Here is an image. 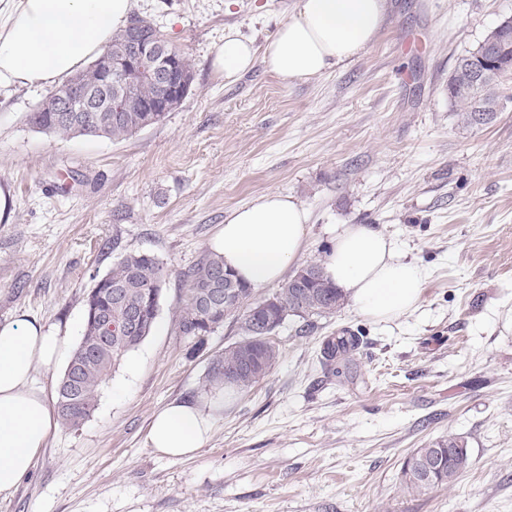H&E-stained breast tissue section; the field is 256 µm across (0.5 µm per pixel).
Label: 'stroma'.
Returning a JSON list of instances; mask_svg holds the SVG:
<instances>
[{
	"label": "stroma",
	"mask_w": 512,
	"mask_h": 512,
	"mask_svg": "<svg viewBox=\"0 0 512 512\" xmlns=\"http://www.w3.org/2000/svg\"><path fill=\"white\" fill-rule=\"evenodd\" d=\"M297 0H134L192 61L190 93L129 139L67 138L28 121L46 87H0V324L38 319L65 338L37 366L54 391L83 328L93 275L129 251L169 277L155 330L99 394L79 429L57 427L0 512H512V78L489 125L458 124L456 60L512 0H388L359 57L283 80L262 66L233 78L212 61L225 37L263 47ZM308 212L300 263L322 258L336 224H367L428 269L417 309L374 322L346 305L275 341L281 357L214 410L193 456L151 448L155 412L203 397L226 320L199 354L175 330L181 272L210 250L233 208L268 192ZM355 336L341 376L324 341ZM472 464L423 495L401 486L417 448L447 434Z\"/></svg>",
	"instance_id": "1"
}]
</instances>
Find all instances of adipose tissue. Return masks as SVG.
<instances>
[{
	"mask_svg": "<svg viewBox=\"0 0 512 512\" xmlns=\"http://www.w3.org/2000/svg\"><path fill=\"white\" fill-rule=\"evenodd\" d=\"M133 0H0V86L53 85L97 57L127 25ZM384 0H299L263 50L229 37L214 67L231 78L262 65L282 79L311 78L357 57L375 40ZM306 210L270 191L232 209L210 246L224 265L255 288L281 282L303 247ZM328 279L348 292L356 310L375 322L418 305L425 268L383 231L364 224L330 230ZM64 340L53 327L18 320L0 326V494L17 488L56 427L55 406L36 384V364H54ZM219 396L172 402L152 418L149 442L171 459L202 448L211 435Z\"/></svg>",
	"mask_w": 512,
	"mask_h": 512,
	"instance_id": "1",
	"label": "adipose tissue"
}]
</instances>
